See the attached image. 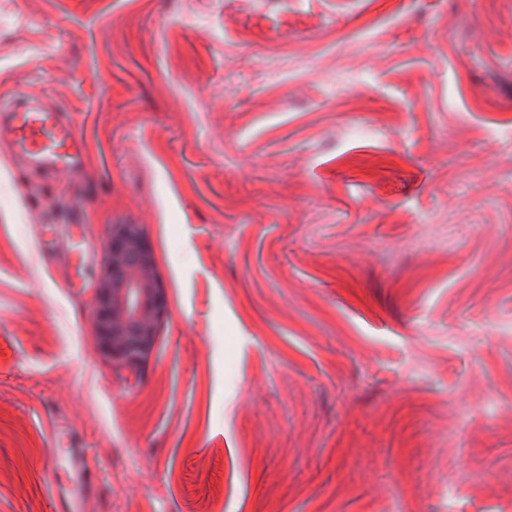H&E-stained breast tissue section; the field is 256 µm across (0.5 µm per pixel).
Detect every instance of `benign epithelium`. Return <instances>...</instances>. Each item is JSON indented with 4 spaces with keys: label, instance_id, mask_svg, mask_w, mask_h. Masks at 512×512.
<instances>
[{
    "label": "benign epithelium",
    "instance_id": "benign-epithelium-1",
    "mask_svg": "<svg viewBox=\"0 0 512 512\" xmlns=\"http://www.w3.org/2000/svg\"><path fill=\"white\" fill-rule=\"evenodd\" d=\"M93 302L100 352L120 367L145 361L166 318L167 299L144 225H111Z\"/></svg>",
    "mask_w": 512,
    "mask_h": 512
}]
</instances>
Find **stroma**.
Returning <instances> with one entry per match:
<instances>
[{
	"instance_id": "stroma-1",
	"label": "stroma",
	"mask_w": 512,
	"mask_h": 512,
	"mask_svg": "<svg viewBox=\"0 0 512 512\" xmlns=\"http://www.w3.org/2000/svg\"><path fill=\"white\" fill-rule=\"evenodd\" d=\"M14 92L87 152L0 142V512L74 437L86 512H512V0H0ZM127 220L168 314L119 368ZM93 302L100 352L115 366L145 361L166 318L167 299L143 224L111 225Z\"/></svg>"
}]
</instances>
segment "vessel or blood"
Returning a JSON list of instances; mask_svg holds the SVG:
<instances>
[{
  "label": "vessel or blood",
  "instance_id": "vessel-or-blood-1",
  "mask_svg": "<svg viewBox=\"0 0 512 512\" xmlns=\"http://www.w3.org/2000/svg\"><path fill=\"white\" fill-rule=\"evenodd\" d=\"M2 136L28 169L50 174L71 171L85 156L81 135L62 113L22 95L0 108ZM44 467L54 479V512H83L86 495L96 483L88 449L51 450Z\"/></svg>",
  "mask_w": 512,
  "mask_h": 512
}]
</instances>
